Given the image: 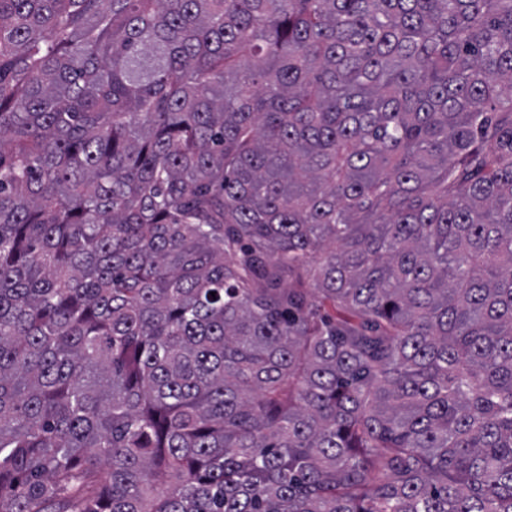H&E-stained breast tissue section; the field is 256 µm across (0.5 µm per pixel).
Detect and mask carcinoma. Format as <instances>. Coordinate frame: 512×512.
Wrapping results in <instances>:
<instances>
[{"label":"carcinoma","mask_w":512,"mask_h":512,"mask_svg":"<svg viewBox=\"0 0 512 512\" xmlns=\"http://www.w3.org/2000/svg\"><path fill=\"white\" fill-rule=\"evenodd\" d=\"M0 512H512V0H0Z\"/></svg>","instance_id":"cac0c4a2"}]
</instances>
